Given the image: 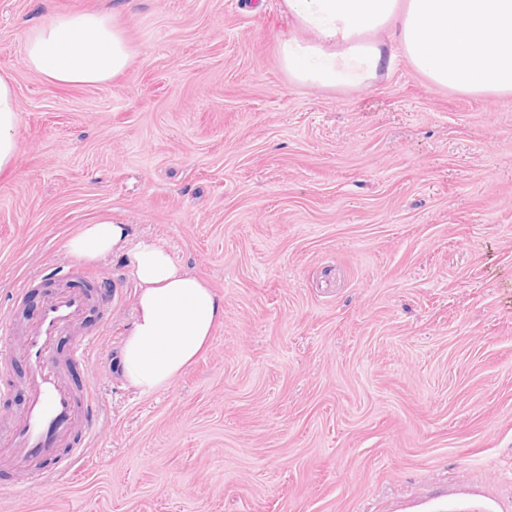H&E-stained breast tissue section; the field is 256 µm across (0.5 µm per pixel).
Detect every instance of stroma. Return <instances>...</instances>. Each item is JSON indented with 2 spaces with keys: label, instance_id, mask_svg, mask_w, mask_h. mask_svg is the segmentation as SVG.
Here are the masks:
<instances>
[{
  "label": "stroma",
  "instance_id": "stroma-1",
  "mask_svg": "<svg viewBox=\"0 0 512 512\" xmlns=\"http://www.w3.org/2000/svg\"><path fill=\"white\" fill-rule=\"evenodd\" d=\"M114 14L129 70L47 82L27 31ZM281 0H0L21 105L0 174V302L109 219L224 300L209 350L141 396L117 293L89 453L50 484L0 470V512H512V97L430 86L397 53L367 89L292 84Z\"/></svg>",
  "mask_w": 512,
  "mask_h": 512
}]
</instances>
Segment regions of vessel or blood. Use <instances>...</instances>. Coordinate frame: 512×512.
I'll list each match as a JSON object with an SVG mask.
<instances>
[{
  "instance_id": "1",
  "label": "vessel or blood",
  "mask_w": 512,
  "mask_h": 512,
  "mask_svg": "<svg viewBox=\"0 0 512 512\" xmlns=\"http://www.w3.org/2000/svg\"><path fill=\"white\" fill-rule=\"evenodd\" d=\"M49 273L64 288L46 294L24 322H16L14 306L26 285L0 305V400L17 387L24 393L22 409L0 420V465L27 481L68 473L96 437L101 402L93 368L115 297L112 289L87 287L74 265H54ZM68 362L87 366L84 381L69 379Z\"/></svg>"
}]
</instances>
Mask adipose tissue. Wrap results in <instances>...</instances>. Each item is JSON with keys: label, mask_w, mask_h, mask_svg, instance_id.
Masks as SVG:
<instances>
[{"label": "adipose tissue", "mask_w": 512, "mask_h": 512, "mask_svg": "<svg viewBox=\"0 0 512 512\" xmlns=\"http://www.w3.org/2000/svg\"><path fill=\"white\" fill-rule=\"evenodd\" d=\"M283 12L288 26L276 35V61L293 83L368 88L398 48L431 85L512 95V0H283ZM25 55L30 69L59 86L109 82L133 59L124 29L93 11L58 14L32 28ZM20 110L10 77L0 75V172L16 162ZM67 251L83 261L125 258L137 299L120 364L139 394L168 389L224 320L213 288L157 241H132L129 225H81Z\"/></svg>", "instance_id": "1"}]
</instances>
